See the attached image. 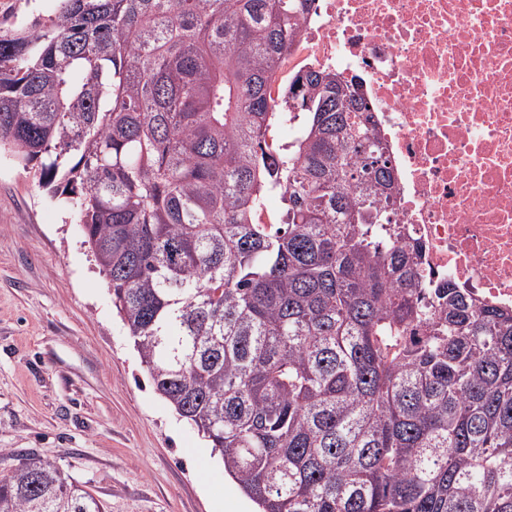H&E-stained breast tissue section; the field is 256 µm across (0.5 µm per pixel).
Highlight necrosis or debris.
Listing matches in <instances>:
<instances>
[{
	"label": "necrosis or debris",
	"instance_id": "4bbe7bcc",
	"mask_svg": "<svg viewBox=\"0 0 512 512\" xmlns=\"http://www.w3.org/2000/svg\"><path fill=\"white\" fill-rule=\"evenodd\" d=\"M288 58L363 92L423 275L512 310V0H315Z\"/></svg>",
	"mask_w": 512,
	"mask_h": 512
}]
</instances>
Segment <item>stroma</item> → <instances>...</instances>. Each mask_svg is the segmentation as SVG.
Segmentation results:
<instances>
[{
  "mask_svg": "<svg viewBox=\"0 0 512 512\" xmlns=\"http://www.w3.org/2000/svg\"><path fill=\"white\" fill-rule=\"evenodd\" d=\"M58 0H0V27ZM0 450L58 462L107 512H256L153 389L73 211L0 149Z\"/></svg>",
  "mask_w": 512,
  "mask_h": 512,
  "instance_id": "obj_1",
  "label": "stroma"
}]
</instances>
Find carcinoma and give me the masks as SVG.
Instances as JSON below:
<instances>
[{
  "label": "carcinoma",
  "instance_id": "1",
  "mask_svg": "<svg viewBox=\"0 0 512 512\" xmlns=\"http://www.w3.org/2000/svg\"><path fill=\"white\" fill-rule=\"evenodd\" d=\"M313 2L59 0L0 30V146L69 199L155 392L259 512H512V311L423 278L357 83L279 82ZM0 512L106 509L0 451Z\"/></svg>",
  "mask_w": 512,
  "mask_h": 512
}]
</instances>
